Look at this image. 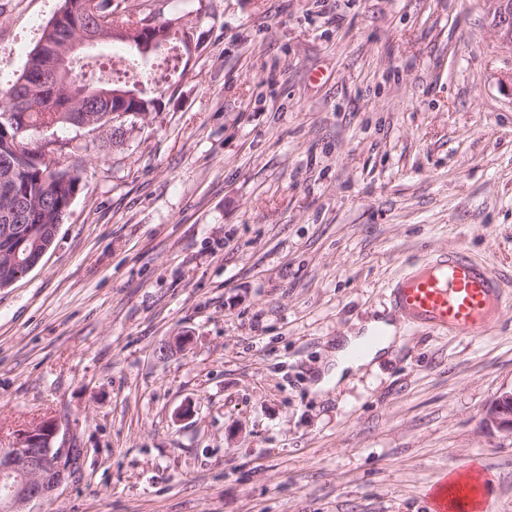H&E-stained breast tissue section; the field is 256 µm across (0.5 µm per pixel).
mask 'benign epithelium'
<instances>
[{"instance_id": "benign-epithelium-1", "label": "benign epithelium", "mask_w": 512, "mask_h": 512, "mask_svg": "<svg viewBox=\"0 0 512 512\" xmlns=\"http://www.w3.org/2000/svg\"><path fill=\"white\" fill-rule=\"evenodd\" d=\"M493 26L499 47L508 54L509 68L504 78L512 82V0H492ZM99 27L77 30L66 48L56 56L54 64L41 71V84L45 87L63 88L74 102L84 96L73 80L72 66L77 57L88 48H97L106 41L104 20ZM123 34L130 42L158 45L164 43L165 34L159 32L151 20H144L134 28H112V35ZM94 97L100 101H112L113 116L121 120L133 115L147 117L140 110V90L120 87H99ZM50 246L38 247L25 239L9 240L0 248V255L25 267V272L34 269ZM484 424L512 434V389L504 390L493 400L483 415ZM58 423L53 419L43 420L17 435L12 446L0 448V476L15 478L5 487L0 498V512H34L32 506L50 498L69 478L74 469L75 449L55 446Z\"/></svg>"}]
</instances>
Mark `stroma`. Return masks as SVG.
I'll return each instance as SVG.
<instances>
[{"label":"stroma","mask_w":512,"mask_h":512,"mask_svg":"<svg viewBox=\"0 0 512 512\" xmlns=\"http://www.w3.org/2000/svg\"><path fill=\"white\" fill-rule=\"evenodd\" d=\"M112 2L179 16L192 51L120 145L25 134L88 171L41 262L0 288V448L52 417L83 451L35 512H431L473 468L484 512H512V434L482 422L512 388V293L474 338L388 302L451 249L512 283L490 0ZM63 6L0 0V89ZM373 321L391 345L321 389Z\"/></svg>","instance_id":"1"}]
</instances>
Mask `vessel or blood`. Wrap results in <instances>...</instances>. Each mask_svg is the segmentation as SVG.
<instances>
[{"mask_svg":"<svg viewBox=\"0 0 512 512\" xmlns=\"http://www.w3.org/2000/svg\"><path fill=\"white\" fill-rule=\"evenodd\" d=\"M395 311L414 326L455 337L487 334L506 299L503 280L486 263L461 250L408 270L390 287ZM432 512H482L467 473L440 481L431 493Z\"/></svg>","mask_w":512,"mask_h":512,"instance_id":"1","label":"vessel or blood"}]
</instances>
